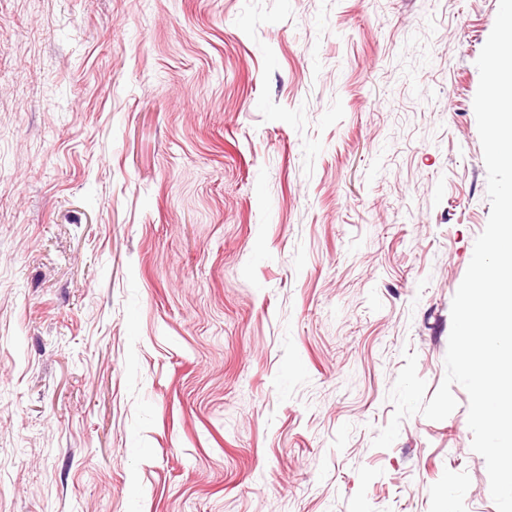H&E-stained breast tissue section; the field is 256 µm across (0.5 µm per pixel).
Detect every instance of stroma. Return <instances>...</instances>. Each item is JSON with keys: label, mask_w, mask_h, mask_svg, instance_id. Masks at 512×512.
Here are the masks:
<instances>
[{"label": "stroma", "mask_w": 512, "mask_h": 512, "mask_svg": "<svg viewBox=\"0 0 512 512\" xmlns=\"http://www.w3.org/2000/svg\"><path fill=\"white\" fill-rule=\"evenodd\" d=\"M499 0H0V512H497L434 395Z\"/></svg>", "instance_id": "1"}]
</instances>
